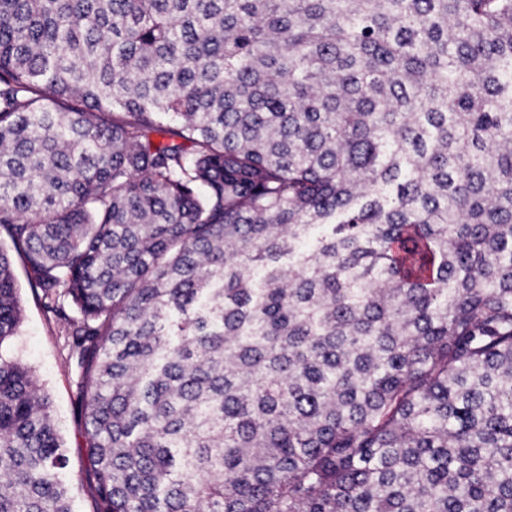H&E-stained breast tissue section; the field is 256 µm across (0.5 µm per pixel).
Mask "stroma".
I'll return each instance as SVG.
<instances>
[{"instance_id":"stroma-1","label":"stroma","mask_w":512,"mask_h":512,"mask_svg":"<svg viewBox=\"0 0 512 512\" xmlns=\"http://www.w3.org/2000/svg\"><path fill=\"white\" fill-rule=\"evenodd\" d=\"M14 269L23 318L16 335L0 350L30 366L41 392L50 397L67 450L63 480L71 492L73 512H93L90 477L83 456L84 439L76 413L79 375L70 344L62 323L44 309L30 288L23 261L15 260Z\"/></svg>"}]
</instances>
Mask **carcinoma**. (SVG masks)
<instances>
[{"label": "carcinoma", "mask_w": 512, "mask_h": 512, "mask_svg": "<svg viewBox=\"0 0 512 512\" xmlns=\"http://www.w3.org/2000/svg\"><path fill=\"white\" fill-rule=\"evenodd\" d=\"M0 230L94 512H512V0H0ZM66 465L0 352V512ZM14 269L23 318L17 334L3 345L2 351L30 366L41 392L50 397L67 450L68 465L62 474L71 492L73 512H93L90 477L83 456L84 439L76 413L79 375L68 336L62 323L35 296L24 263L17 255Z\"/></svg>", "instance_id": "cac0c4a2"}]
</instances>
